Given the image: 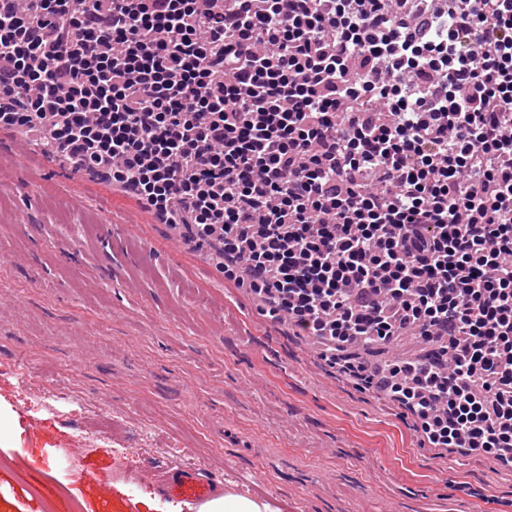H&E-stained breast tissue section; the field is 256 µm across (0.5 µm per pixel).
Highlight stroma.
<instances>
[{
	"instance_id": "obj_1",
	"label": "stroma",
	"mask_w": 512,
	"mask_h": 512,
	"mask_svg": "<svg viewBox=\"0 0 512 512\" xmlns=\"http://www.w3.org/2000/svg\"><path fill=\"white\" fill-rule=\"evenodd\" d=\"M17 137L0 129V512H189L147 477L174 448L281 512H512V465L424 445L213 245L101 174L16 158Z\"/></svg>"
}]
</instances>
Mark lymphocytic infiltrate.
<instances>
[{
	"label": "lymphocytic infiltrate",
	"mask_w": 512,
	"mask_h": 512,
	"mask_svg": "<svg viewBox=\"0 0 512 512\" xmlns=\"http://www.w3.org/2000/svg\"><path fill=\"white\" fill-rule=\"evenodd\" d=\"M0 125L218 241L430 447L512 461V0H0Z\"/></svg>",
	"instance_id": "obj_1"
}]
</instances>
